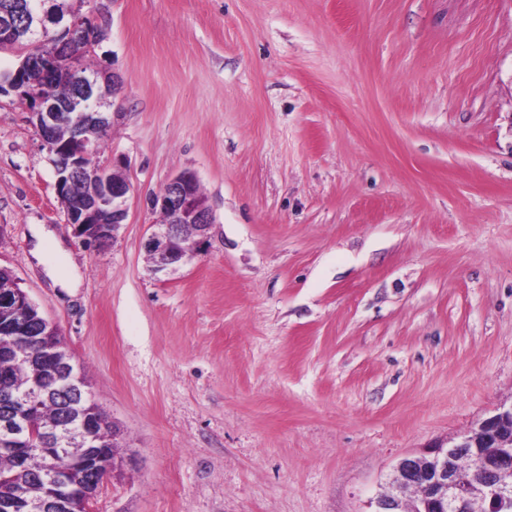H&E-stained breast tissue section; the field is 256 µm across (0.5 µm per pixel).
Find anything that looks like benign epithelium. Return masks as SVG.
Here are the masks:
<instances>
[{
	"instance_id": "7a95c632",
	"label": "benign epithelium",
	"mask_w": 512,
	"mask_h": 512,
	"mask_svg": "<svg viewBox=\"0 0 512 512\" xmlns=\"http://www.w3.org/2000/svg\"><path fill=\"white\" fill-rule=\"evenodd\" d=\"M16 5L28 14L20 27L3 24L0 39L11 43H35L46 31H53L54 51L49 55L24 57L17 71L0 75V93L12 89V81L22 68L38 70L43 83L61 65L68 53L71 36L78 23L50 16L38 11L29 0H17ZM69 75L81 88V94L58 103L43 92L35 95L36 105L30 109L54 169L55 191L58 197L75 196V206L65 209L68 224L82 244L91 249L113 240L128 216L127 202L133 186L126 177L116 176V170L101 163L92 131L112 124L111 113L105 111L100 99L99 84L107 74L89 75L72 69ZM67 117L72 118L70 135L64 150L54 141V129ZM198 181L194 174L182 172L169 179L150 198L151 209L159 213V220L147 237L144 248L151 263V271L170 272L193 261L209 242V231L214 223L210 209L197 202L194 188ZM193 228L189 242L175 248L184 227ZM12 313L5 324L0 323V355L16 358L21 345H28L32 309L36 305L24 291H0V309ZM21 345H16L15 341ZM27 363L40 374V384L22 392H0V434L20 444L28 451L49 448L54 443L52 432L35 433L28 417L41 400L52 392L68 394L77 406L81 420L79 447L71 449L78 464L88 470L97 467V451L92 448L93 422L90 409L96 406L94 394L64 343H46L40 350L25 355ZM480 436L492 438L498 453L495 459L486 457L477 447ZM465 450L474 466L484 477V489L462 478L451 467L449 460L459 450ZM92 500L95 493H86L67 478L49 473L43 475L41 494L30 512H66L71 500L80 495ZM512 499V406L502 407L483 419L475 432L461 435L432 447L422 456H408L399 461L386 495L375 501L376 512H484L498 501Z\"/></svg>"
}]
</instances>
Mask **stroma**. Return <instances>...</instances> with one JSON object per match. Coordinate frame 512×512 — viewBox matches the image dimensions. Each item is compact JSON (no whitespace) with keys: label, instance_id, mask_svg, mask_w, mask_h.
Returning a JSON list of instances; mask_svg holds the SVG:
<instances>
[{"label":"stroma","instance_id":"35a3bbf8","mask_svg":"<svg viewBox=\"0 0 512 512\" xmlns=\"http://www.w3.org/2000/svg\"><path fill=\"white\" fill-rule=\"evenodd\" d=\"M95 6L100 159L135 188L114 244L74 236L0 94V268L121 429L92 512H372L401 458L512 404V0ZM184 171L210 246L156 275L147 198Z\"/></svg>","mask_w":512,"mask_h":512}]
</instances>
